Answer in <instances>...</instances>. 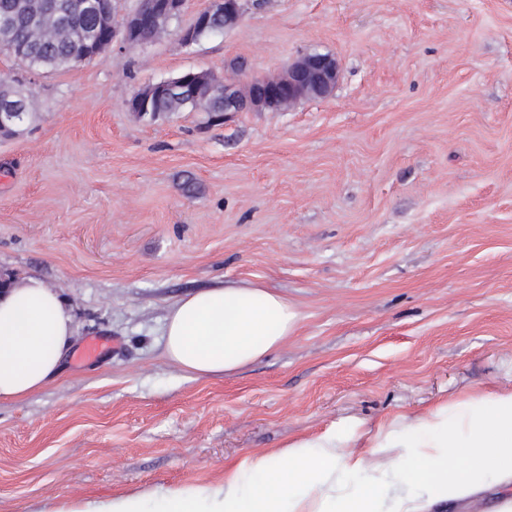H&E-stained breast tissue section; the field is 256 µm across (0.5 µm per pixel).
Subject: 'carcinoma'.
<instances>
[{"instance_id":"carcinoma-1","label":"carcinoma","mask_w":512,"mask_h":512,"mask_svg":"<svg viewBox=\"0 0 512 512\" xmlns=\"http://www.w3.org/2000/svg\"><path fill=\"white\" fill-rule=\"evenodd\" d=\"M98 0H0V17L8 14L11 24L0 28V50L12 55L19 64L32 72L67 70L77 64L75 57L83 45L94 42L98 53L112 46L110 23L118 22L99 16ZM171 23L148 17L144 21L139 43L165 35ZM10 97L21 104L17 123L27 122L34 112L32 94L14 78L0 76V99ZM149 111L186 112L200 108L219 112L224 108L222 85L216 80L202 85L198 97L190 102L176 96L154 95Z\"/></svg>"}]
</instances>
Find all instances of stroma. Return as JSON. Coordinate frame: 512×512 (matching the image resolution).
<instances>
[{"mask_svg": "<svg viewBox=\"0 0 512 512\" xmlns=\"http://www.w3.org/2000/svg\"><path fill=\"white\" fill-rule=\"evenodd\" d=\"M340 65L285 112H131L138 88L231 59ZM35 112L0 138V274L76 323L58 379L0 399V512L216 487L347 421L512 385V0H264L62 72L0 51ZM260 284L300 313L224 376L171 362L181 297ZM93 358H85L89 344ZM249 2L258 0H210L207 6L208 14L221 15L210 19L209 27L198 34V39L224 31V27L234 25L238 20L228 22L224 18H240ZM224 14V15H222Z\"/></svg>", "mask_w": 512, "mask_h": 512, "instance_id": "stroma-1", "label": "stroma"}]
</instances>
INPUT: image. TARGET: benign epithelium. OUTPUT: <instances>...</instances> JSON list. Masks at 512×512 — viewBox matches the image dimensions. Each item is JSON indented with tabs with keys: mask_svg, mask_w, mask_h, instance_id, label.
<instances>
[{
	"mask_svg": "<svg viewBox=\"0 0 512 512\" xmlns=\"http://www.w3.org/2000/svg\"><path fill=\"white\" fill-rule=\"evenodd\" d=\"M251 0H209L208 13L224 18H239ZM187 7V0H138V8L124 14L120 25L112 28V41L124 43L138 34L141 14L148 10L160 9L172 18L179 19ZM207 72L189 73L178 79H168L157 85L148 84L139 89L129 100L132 111L141 115L147 112L145 92L156 87L168 94L185 95L192 82L205 79ZM282 75L288 80V103L303 99L326 98L335 90L339 81V66L336 60L324 54H309L294 60L284 68ZM264 78L252 77L246 81L233 79L224 84V111L264 112L275 103L277 91L263 85Z\"/></svg>",
	"mask_w": 512,
	"mask_h": 512,
	"instance_id": "7a95c632",
	"label": "benign epithelium"
}]
</instances>
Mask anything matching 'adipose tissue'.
Wrapping results in <instances>:
<instances>
[{"mask_svg":"<svg viewBox=\"0 0 512 512\" xmlns=\"http://www.w3.org/2000/svg\"><path fill=\"white\" fill-rule=\"evenodd\" d=\"M299 314L255 284L186 296L164 328L167 358L189 373L228 374L279 347ZM75 334L60 294L30 276L0 294V399L58 378ZM512 482V388L397 416L362 431L331 427L226 468L218 488L172 487L73 503L59 512H426Z\"/></svg>","mask_w":512,"mask_h":512,"instance_id":"1","label":"adipose tissue"}]
</instances>
